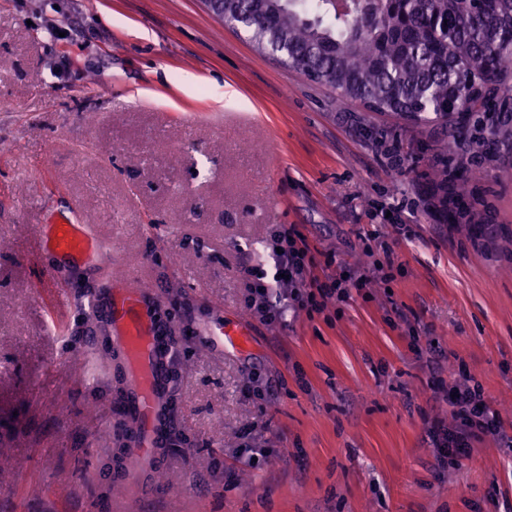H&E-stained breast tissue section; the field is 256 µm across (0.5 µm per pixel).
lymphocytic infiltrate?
Listing matches in <instances>:
<instances>
[{
    "instance_id": "1",
    "label": "lymphocytic infiltrate",
    "mask_w": 512,
    "mask_h": 512,
    "mask_svg": "<svg viewBox=\"0 0 512 512\" xmlns=\"http://www.w3.org/2000/svg\"><path fill=\"white\" fill-rule=\"evenodd\" d=\"M354 249L366 256L362 273L335 270L333 256L319 258L295 225L281 224L264 245L265 255L246 269L244 309L250 317L278 327L300 314L325 311L330 304L351 299L353 292L389 283L391 262L379 256L390 253L389 243L373 247L360 239ZM451 418L437 421L428 430L438 462L454 458L464 464L470 458L472 441L482 434L500 435L501 422L491 397L471 389L465 381L449 386L446 394Z\"/></svg>"
}]
</instances>
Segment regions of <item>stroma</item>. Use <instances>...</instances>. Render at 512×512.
Instances as JSON below:
<instances>
[{"instance_id": "obj_1", "label": "stroma", "mask_w": 512, "mask_h": 512, "mask_svg": "<svg viewBox=\"0 0 512 512\" xmlns=\"http://www.w3.org/2000/svg\"><path fill=\"white\" fill-rule=\"evenodd\" d=\"M443 137L337 106L199 0H0V512H512V449L482 437L450 473L427 436L455 379L512 404V151L477 185L475 237L428 177ZM70 221L100 225L113 271L172 309L174 447L139 491L104 474L119 435L93 427L121 378L73 381L94 315L48 330L40 283L94 285L36 250ZM276 224L352 271L358 236L392 242L395 279L268 328L242 279ZM216 313L249 325L247 350L190 334ZM246 432L266 444L253 465Z\"/></svg>"}]
</instances>
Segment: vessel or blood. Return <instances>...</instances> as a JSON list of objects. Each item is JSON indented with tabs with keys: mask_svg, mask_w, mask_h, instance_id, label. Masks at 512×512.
<instances>
[{
	"mask_svg": "<svg viewBox=\"0 0 512 512\" xmlns=\"http://www.w3.org/2000/svg\"><path fill=\"white\" fill-rule=\"evenodd\" d=\"M40 235L63 256H89L90 264L109 272L107 285L91 289L85 304L93 313L105 314L112 338V352L119 357L124 372L121 420L135 423L129 437L131 458L153 463L159 448L171 436L170 411L166 402L173 389L170 370V342L162 325L159 303L141 289L129 287L121 277L111 275L112 242L92 224H51ZM216 351L247 348L249 330L238 322L216 317L200 331Z\"/></svg>",
	"mask_w": 512,
	"mask_h": 512,
	"instance_id": "1",
	"label": "vessel or blood"
}]
</instances>
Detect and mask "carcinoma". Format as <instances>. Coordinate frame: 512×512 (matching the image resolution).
Here are the masks:
<instances>
[{
    "mask_svg": "<svg viewBox=\"0 0 512 512\" xmlns=\"http://www.w3.org/2000/svg\"><path fill=\"white\" fill-rule=\"evenodd\" d=\"M224 21L257 48L331 87L336 102L449 127L441 151L469 138L475 156L512 143V112L496 107L512 89V0H224ZM478 70L477 86L467 85ZM480 172L461 173L456 196Z\"/></svg>",
    "mask_w": 512,
    "mask_h": 512,
    "instance_id": "cac0c4a2",
    "label": "carcinoma"
}]
</instances>
